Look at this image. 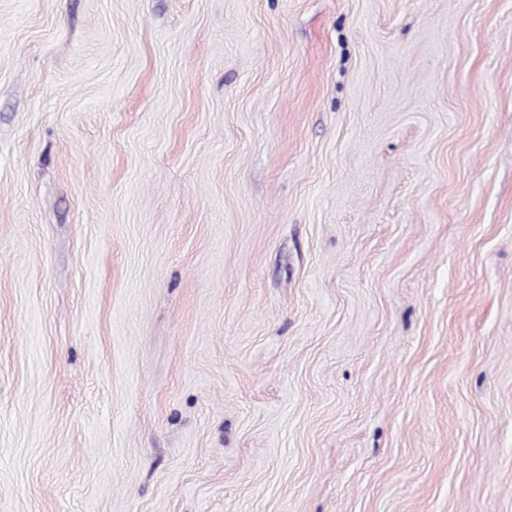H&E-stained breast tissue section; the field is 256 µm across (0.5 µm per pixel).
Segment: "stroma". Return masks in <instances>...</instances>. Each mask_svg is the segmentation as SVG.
I'll use <instances>...</instances> for the list:
<instances>
[{
  "instance_id": "1",
  "label": "stroma",
  "mask_w": 512,
  "mask_h": 512,
  "mask_svg": "<svg viewBox=\"0 0 512 512\" xmlns=\"http://www.w3.org/2000/svg\"><path fill=\"white\" fill-rule=\"evenodd\" d=\"M0 512H512V0H0Z\"/></svg>"
}]
</instances>
